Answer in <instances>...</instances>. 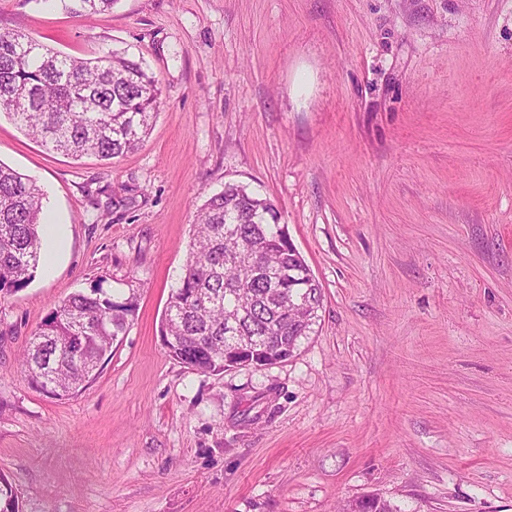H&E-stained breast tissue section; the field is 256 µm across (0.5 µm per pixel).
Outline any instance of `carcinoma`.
<instances>
[{
    "label": "carcinoma",
    "instance_id": "carcinoma-1",
    "mask_svg": "<svg viewBox=\"0 0 512 512\" xmlns=\"http://www.w3.org/2000/svg\"><path fill=\"white\" fill-rule=\"evenodd\" d=\"M95 15L118 0H75ZM161 90L142 62L119 53L94 59L64 55L13 30H0V112L46 149L71 157L119 159L151 130ZM41 188L0 163V294L35 278L47 250ZM276 205L237 184L200 206L183 274L171 293L161 335L168 354L205 372L222 373L247 347L262 363L294 356L322 307V285L288 242ZM306 294L311 311L295 304ZM134 290L116 296L99 284L63 300L31 336L20 361L29 384L69 399L92 382L101 361L126 334L137 310ZM12 484L0 475V512H15ZM343 512H400L377 494Z\"/></svg>",
    "mask_w": 512,
    "mask_h": 512
}]
</instances>
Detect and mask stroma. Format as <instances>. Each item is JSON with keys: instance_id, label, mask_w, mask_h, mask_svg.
<instances>
[{"instance_id": "35a3bbf8", "label": "stroma", "mask_w": 512, "mask_h": 512, "mask_svg": "<svg viewBox=\"0 0 512 512\" xmlns=\"http://www.w3.org/2000/svg\"><path fill=\"white\" fill-rule=\"evenodd\" d=\"M0 0V29L143 60L162 105L137 151L45 149L0 116V161L60 245L0 295V474L19 512H512V0ZM268 197L323 306L295 357L222 373L160 325L197 209ZM137 311L58 400L20 371L95 282ZM343 512H400L397 505L377 494H370L348 501Z\"/></svg>"}]
</instances>
